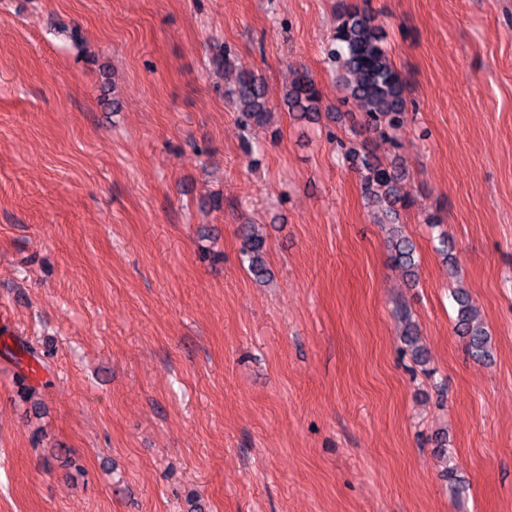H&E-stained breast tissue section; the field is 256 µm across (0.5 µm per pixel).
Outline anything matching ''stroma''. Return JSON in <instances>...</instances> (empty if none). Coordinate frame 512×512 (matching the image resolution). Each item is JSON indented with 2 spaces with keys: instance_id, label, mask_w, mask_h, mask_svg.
Segmentation results:
<instances>
[{
  "instance_id": "1",
  "label": "stroma",
  "mask_w": 512,
  "mask_h": 512,
  "mask_svg": "<svg viewBox=\"0 0 512 512\" xmlns=\"http://www.w3.org/2000/svg\"><path fill=\"white\" fill-rule=\"evenodd\" d=\"M337 3L0 0V512H512V0H370L408 82L396 149L339 99ZM226 50L267 87L248 135ZM296 69L342 122L290 118ZM340 139L403 161L417 283ZM239 236L242 239L243 261L248 262V270L260 278L267 273L265 238L258 233L254 224H242L239 228ZM452 297L458 305L456 330L467 338L468 350L472 358L485 360L491 354V337L478 320V314L468 293L463 288H453ZM402 342L407 351H410L417 363H423L425 350L421 345V338L417 324L410 318L405 317L402 331Z\"/></svg>"
}]
</instances>
